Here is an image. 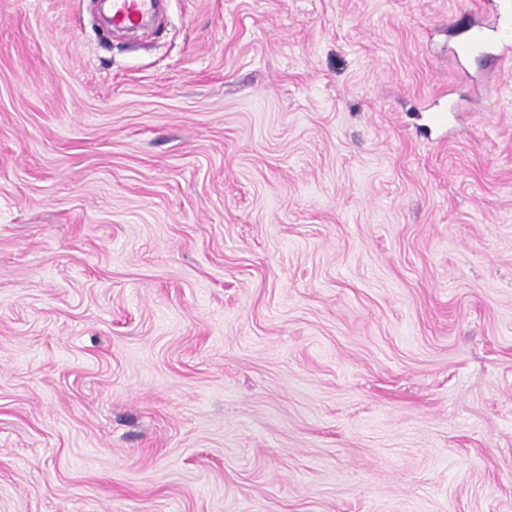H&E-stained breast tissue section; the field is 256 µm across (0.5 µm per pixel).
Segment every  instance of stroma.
<instances>
[{
	"instance_id": "obj_1",
	"label": "stroma",
	"mask_w": 512,
	"mask_h": 512,
	"mask_svg": "<svg viewBox=\"0 0 512 512\" xmlns=\"http://www.w3.org/2000/svg\"><path fill=\"white\" fill-rule=\"evenodd\" d=\"M489 16L0 0V512H512ZM110 3L115 29L139 28L154 8L153 0H111Z\"/></svg>"
}]
</instances>
